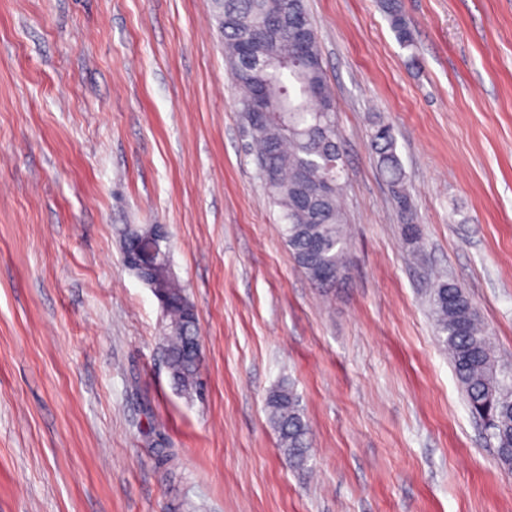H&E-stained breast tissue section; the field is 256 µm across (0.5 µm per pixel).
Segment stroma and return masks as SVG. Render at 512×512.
Segmentation results:
<instances>
[{
    "instance_id": "1",
    "label": "stroma",
    "mask_w": 512,
    "mask_h": 512,
    "mask_svg": "<svg viewBox=\"0 0 512 512\" xmlns=\"http://www.w3.org/2000/svg\"><path fill=\"white\" fill-rule=\"evenodd\" d=\"M305 4L345 165L327 296L246 152L212 0H0V512H512L427 297L460 284L512 368V0H402L409 47L381 0ZM126 224L168 232L201 393L172 384ZM283 383L302 470L267 420ZM370 141L380 169L389 178L393 201L402 214L408 215L411 212V200L404 185L402 164L396 152L394 127L383 120L374 122L370 131ZM266 406L270 424L279 434L280 451L288 464L303 469L309 460V427L301 401L291 385L271 391Z\"/></svg>"
}]
</instances>
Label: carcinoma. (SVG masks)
Returning a JSON list of instances; mask_svg holds the SVG:
<instances>
[{
    "label": "carcinoma",
    "mask_w": 512,
    "mask_h": 512,
    "mask_svg": "<svg viewBox=\"0 0 512 512\" xmlns=\"http://www.w3.org/2000/svg\"><path fill=\"white\" fill-rule=\"evenodd\" d=\"M224 34L226 58L237 76L238 112L254 89L265 94L270 112L264 124L249 133L250 151L260 170L273 180L267 191L281 211L284 235L294 259L311 283L328 292L344 279L349 265L346 220L339 205L341 146L336 128V104L324 75L319 42L300 50L291 34L271 40L264 29L283 15L308 16L304 0H213ZM391 28L404 46L413 43L402 4L383 0ZM371 147L380 169L387 174L393 201L404 215L411 212L402 164L396 152L394 127L378 120L370 131ZM327 178L333 188L309 207L302 205V186L310 188ZM153 230L151 224H127L121 250ZM323 269L337 277L322 281ZM147 277L158 280L161 304L168 319L163 351L175 386L186 394L198 392L200 359L194 340L197 315L186 288L170 265H157ZM438 336L463 389L470 412L481 420L496 443L498 459L512 467V381L498 367L487 332L463 287L441 281L430 290ZM266 406L270 424L279 434L280 451L288 464L302 469L309 460V427L301 401L291 385L271 391Z\"/></svg>",
    "instance_id": "1"
}]
</instances>
